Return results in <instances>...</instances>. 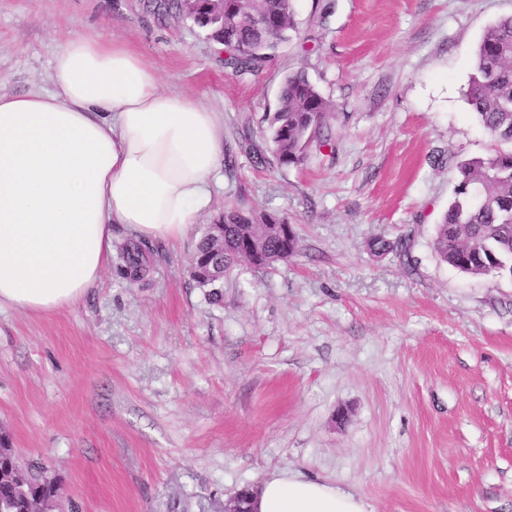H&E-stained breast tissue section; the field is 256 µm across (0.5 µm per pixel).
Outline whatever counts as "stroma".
I'll return each mask as SVG.
<instances>
[{
	"instance_id": "stroma-1",
	"label": "stroma",
	"mask_w": 512,
	"mask_h": 512,
	"mask_svg": "<svg viewBox=\"0 0 512 512\" xmlns=\"http://www.w3.org/2000/svg\"><path fill=\"white\" fill-rule=\"evenodd\" d=\"M293 6L288 42L238 76L151 0H0V94L53 91L64 37L96 33L224 115L209 208L182 242L142 244L151 287L108 268L52 314L0 307V430L63 512H224L284 469L368 512H512V279L433 249L458 163L495 147L466 91L512 0ZM296 71L330 102L335 149L280 168L266 116ZM228 208L287 218L300 253L239 264L214 305L190 264ZM380 236L397 250L374 254Z\"/></svg>"
}]
</instances>
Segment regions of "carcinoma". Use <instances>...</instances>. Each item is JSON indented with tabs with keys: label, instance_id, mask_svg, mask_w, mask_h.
<instances>
[{
	"label": "carcinoma",
	"instance_id": "obj_1",
	"mask_svg": "<svg viewBox=\"0 0 512 512\" xmlns=\"http://www.w3.org/2000/svg\"><path fill=\"white\" fill-rule=\"evenodd\" d=\"M162 14L182 15L207 31L208 38L224 46V67L235 73H257L271 60L278 45L294 29L293 0H152ZM466 97L488 135L501 145H512V15L489 26L474 59ZM332 112L330 103L303 72L286 75L276 110L268 114L273 154L279 166H298L306 158L310 142L318 148L334 147L332 136L321 130ZM455 197L437 224L433 248L440 260L472 276L495 273L512 277V148L488 156H474L457 167ZM222 222L236 224V237L224 244V259L212 251L211 229H206L190 265V275L201 287L214 286L213 266L222 261L228 269L239 262L257 268L271 267L281 254L299 251V240L269 237L258 261L244 246L251 212L224 213ZM116 275L144 281L148 266L138 244L128 241L119 249ZM21 478L30 489V500H7L0 492V512H37L58 499L61 488L31 465Z\"/></svg>",
	"mask_w": 512,
	"mask_h": 512
}]
</instances>
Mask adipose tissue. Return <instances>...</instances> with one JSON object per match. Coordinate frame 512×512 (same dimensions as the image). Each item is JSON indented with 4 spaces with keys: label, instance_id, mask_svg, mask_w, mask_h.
Listing matches in <instances>:
<instances>
[{
    "label": "adipose tissue",
    "instance_id": "1",
    "mask_svg": "<svg viewBox=\"0 0 512 512\" xmlns=\"http://www.w3.org/2000/svg\"><path fill=\"white\" fill-rule=\"evenodd\" d=\"M55 89L0 95V306L50 314L76 304L112 254V227L183 240L211 203L221 117L165 93L143 55L97 34L69 37ZM254 512H368L350 490L280 471Z\"/></svg>",
    "mask_w": 512,
    "mask_h": 512
}]
</instances>
